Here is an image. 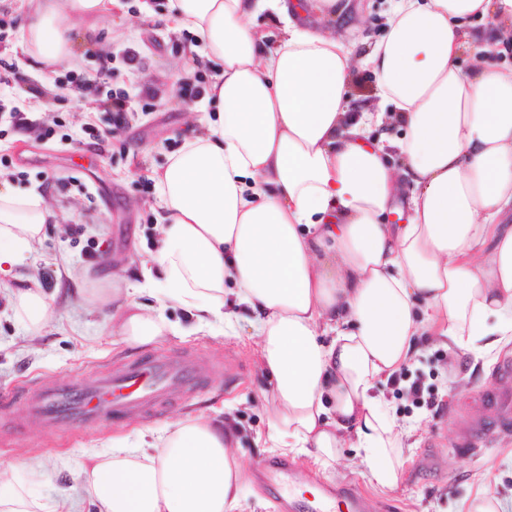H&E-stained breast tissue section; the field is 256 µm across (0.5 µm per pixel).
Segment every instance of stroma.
Wrapping results in <instances>:
<instances>
[{"label": "stroma", "mask_w": 512, "mask_h": 512, "mask_svg": "<svg viewBox=\"0 0 512 512\" xmlns=\"http://www.w3.org/2000/svg\"><path fill=\"white\" fill-rule=\"evenodd\" d=\"M142 1L122 0L121 9L96 27L82 22L72 28V68L88 74L105 64L112 69L107 86L86 90L61 88L47 75L21 45L30 24L21 0H0V61L10 66L0 81V171L16 192L41 193L58 215L26 262L0 278V398L45 379L67 383L89 378L112 363L155 351H190L207 372L205 387L145 417L144 425L160 428L187 413L229 406L245 473L236 512H305L264 475L276 456L256 443L266 429L267 385L248 345L201 333L131 348L113 336L107 311L85 308L79 300V289L102 286L112 275L137 282L139 263L153 248L161 210L151 173L195 133V117L210 109L205 89L214 69L189 60V49L200 46V38L169 29V0H147L154 10L149 18L140 11ZM391 4L350 0L341 34L357 50L371 48L387 34ZM128 51L136 54V64L124 62ZM111 89L128 95V111L120 123L103 105ZM44 126L53 127L52 136L41 135ZM33 278L51 296L50 318L35 336L9 304L11 291L28 287ZM419 347L417 364L383 387L399 416L416 425L415 447L397 487L374 490L350 448L336 467V485L356 490L372 503V512H459L480 477L497 496L499 512H512V429L490 425L487 404L488 391L501 380L500 361L512 357V344L490 358L424 338ZM418 376L433 387L429 403L413 404L407 394ZM463 420L484 425L477 451L459 448ZM134 429L133 422L122 419L49 436L0 437V464L41 459L51 477L33 491L50 496L56 487L76 485L77 462L108 451L113 437L133 435Z\"/></svg>", "instance_id": "1"}]
</instances>
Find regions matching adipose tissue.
Here are the masks:
<instances>
[{"label":"adipose tissue","mask_w":512,"mask_h":512,"mask_svg":"<svg viewBox=\"0 0 512 512\" xmlns=\"http://www.w3.org/2000/svg\"><path fill=\"white\" fill-rule=\"evenodd\" d=\"M120 6L27 0L22 45L54 71L72 60L74 21ZM304 8L333 22L349 2L171 0V28L198 34L217 65L206 90L215 109L153 174L164 212L140 289L108 285L81 302L110 309L131 347L247 333L270 394L259 443L330 473L354 449L370 485L391 490L411 432L380 386L413 362L416 337L484 356L512 343V63H495L498 42L474 46L466 28L478 17L511 30L512 0H395L386 38L361 54L299 25ZM266 9L283 25L275 45L252 25ZM470 49L466 75L458 59ZM358 68L391 114L347 110ZM386 119L402 137L368 142ZM403 204L406 223H388ZM54 218L40 193L0 187V275ZM141 289L196 325L142 306ZM11 302L34 333L51 313L37 281ZM42 471L0 467V512H235L244 480L231 426L202 413L113 439L79 463L74 493L32 494Z\"/></svg>","instance_id":"adipose-tissue-1"}]
</instances>
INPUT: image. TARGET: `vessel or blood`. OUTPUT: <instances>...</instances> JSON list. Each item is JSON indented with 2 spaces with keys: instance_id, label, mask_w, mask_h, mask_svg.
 <instances>
[{
  "instance_id": "1",
  "label": "vessel or blood",
  "mask_w": 512,
  "mask_h": 512,
  "mask_svg": "<svg viewBox=\"0 0 512 512\" xmlns=\"http://www.w3.org/2000/svg\"><path fill=\"white\" fill-rule=\"evenodd\" d=\"M201 376L190 356L152 355L132 364H120L99 373L94 381L58 385L49 381L31 390L26 403L25 426L45 434L66 425L91 426L109 417L133 420L157 410L166 402L193 392ZM495 422L512 425V389L490 393ZM315 512H332L345 504L347 512H359L360 498L351 489L318 494Z\"/></svg>"
}]
</instances>
